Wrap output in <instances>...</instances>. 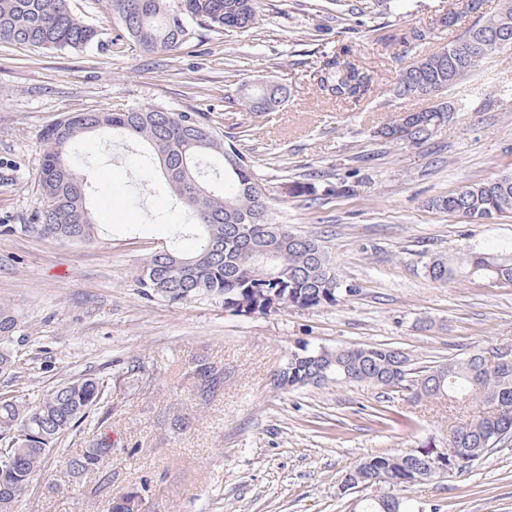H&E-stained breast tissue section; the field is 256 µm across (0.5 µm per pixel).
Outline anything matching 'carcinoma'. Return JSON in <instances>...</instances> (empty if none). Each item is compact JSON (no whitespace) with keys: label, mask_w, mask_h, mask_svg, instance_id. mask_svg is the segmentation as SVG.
I'll list each match as a JSON object with an SVG mask.
<instances>
[{"label":"carcinoma","mask_w":512,"mask_h":512,"mask_svg":"<svg viewBox=\"0 0 512 512\" xmlns=\"http://www.w3.org/2000/svg\"><path fill=\"white\" fill-rule=\"evenodd\" d=\"M124 35L147 52L172 50L189 36L188 23L213 31H249L258 24V0H111ZM98 40V32L76 17L69 0H0V41L41 49H80ZM466 40L512 43V0L499 10L472 21L470 26L435 53L404 67L395 93L401 98H424L479 72L492 55L483 50L458 55L453 47ZM322 95L354 104L365 98L373 81L357 64L348 44L336 45L316 72ZM239 98L250 112L278 110L285 88L268 79L240 86ZM448 112L440 102L382 127L386 144H422L434 135L438 115ZM100 131L146 143L166 173L169 192L188 208L197 236L195 250L181 254L160 250L146 258L134 286L148 300L183 305L211 300L232 315L265 314L288 309H311L337 304L357 288L343 285L328 253L317 240L288 230L272 217V197L259 184L253 161L236 140L225 139L211 122L195 112H172L158 107L112 111L69 112L44 134L45 148L38 188L45 205L29 231L41 238L91 242L96 224L87 206V186L74 167L72 147ZM318 187L297 178L282 182L279 194L316 197ZM429 207L494 224L512 214V173L477 181L432 199ZM435 282L479 276L512 283V241L490 250L471 248L459 257L437 256L426 266ZM19 318L0 305V375L16 371L14 336ZM200 395H209L221 381L215 369L197 364L191 369ZM367 383L403 392L420 404L433 400H478L484 411L453 427L446 442L430 439L399 452L368 455L347 470L349 488L363 485L373 495L361 500L358 512H418L403 492L419 477L420 468L441 454L444 472L460 471L459 458L477 460L487 449L512 436V354L501 363L486 365L485 352L416 369L408 356L390 347H348L336 350L302 343L277 373L281 387H321L329 383ZM108 380L73 378L31 405L24 399L0 400V512L15 505L49 455L66 439L76 442L68 454L64 475L78 478L96 473L112 453L107 436L81 439V426L91 411L104 403ZM136 491L113 498L107 512H131Z\"/></svg>","instance_id":"obj_1"}]
</instances>
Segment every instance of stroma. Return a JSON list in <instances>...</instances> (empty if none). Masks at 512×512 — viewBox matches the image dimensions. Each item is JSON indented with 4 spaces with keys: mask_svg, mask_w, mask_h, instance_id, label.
<instances>
[{
    "mask_svg": "<svg viewBox=\"0 0 512 512\" xmlns=\"http://www.w3.org/2000/svg\"><path fill=\"white\" fill-rule=\"evenodd\" d=\"M454 0H407L403 14L370 6L354 14L331 0H260L247 32L194 29L179 47L146 53L121 38L110 0H70L99 33L80 49L0 42V304L16 310L19 365L0 396L35 400L86 373L109 378L86 439L108 434L100 473L64 480L65 453L34 476L16 512H106L139 491L146 512H357L342 480L370 454L446 441L482 409L417 406L364 383L277 389L275 373L299 343L336 349L384 345L414 367L481 350L512 351V284L426 274L435 256L512 241V215L479 224L429 208L431 199L512 172V49L438 96L399 99L392 88L417 57L454 35L436 18ZM428 31L400 57L393 36ZM350 44L374 76L350 105L324 99L311 73L337 43ZM285 86L279 111L237 105L255 78ZM451 104L454 115L420 145L386 144L374 130L398 116ZM152 105L196 112L244 148L260 184L307 175L320 197L276 201V223L319 239L355 294L333 306L265 315L226 313L209 301L171 305L137 295L134 279L156 250L190 253L192 217L165 193L166 179L136 140L94 134L74 148L98 234L87 244L24 230L44 200L37 190L43 137L67 112ZM146 372L125 378L131 360ZM223 371L199 398L188 371ZM423 512H512V439L465 469L410 487Z\"/></svg>",
    "mask_w": 512,
    "mask_h": 512,
    "instance_id": "35a3bbf8",
    "label": "stroma"
}]
</instances>
